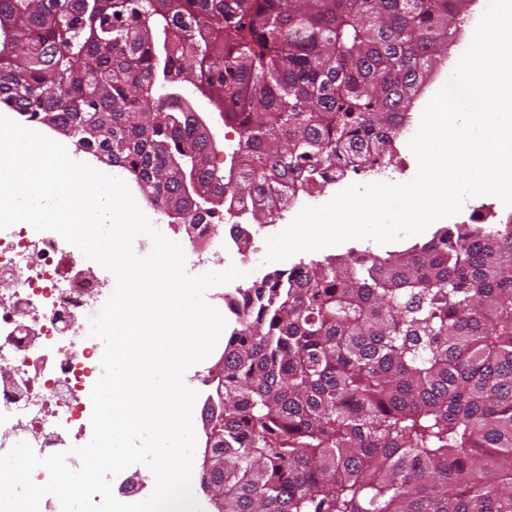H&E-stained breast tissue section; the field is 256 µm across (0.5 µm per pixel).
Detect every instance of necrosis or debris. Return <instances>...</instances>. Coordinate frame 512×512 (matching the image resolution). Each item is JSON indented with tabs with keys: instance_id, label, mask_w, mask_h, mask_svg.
<instances>
[{
	"instance_id": "1",
	"label": "necrosis or debris",
	"mask_w": 512,
	"mask_h": 512,
	"mask_svg": "<svg viewBox=\"0 0 512 512\" xmlns=\"http://www.w3.org/2000/svg\"><path fill=\"white\" fill-rule=\"evenodd\" d=\"M193 239L199 266L231 264L233 235L213 240L203 224ZM94 266L56 232L0 229V455L20 442L43 451L92 437L103 347L89 320L112 293Z\"/></svg>"
}]
</instances>
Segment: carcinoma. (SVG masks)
Wrapping results in <instances>:
<instances>
[{
	"label": "carcinoma",
	"mask_w": 512,
	"mask_h": 512,
	"mask_svg": "<svg viewBox=\"0 0 512 512\" xmlns=\"http://www.w3.org/2000/svg\"><path fill=\"white\" fill-rule=\"evenodd\" d=\"M472 0H0V105L83 139L184 229L392 159ZM189 84L239 135L228 166ZM204 420L214 512H512V218L238 289Z\"/></svg>",
	"instance_id": "1"
}]
</instances>
